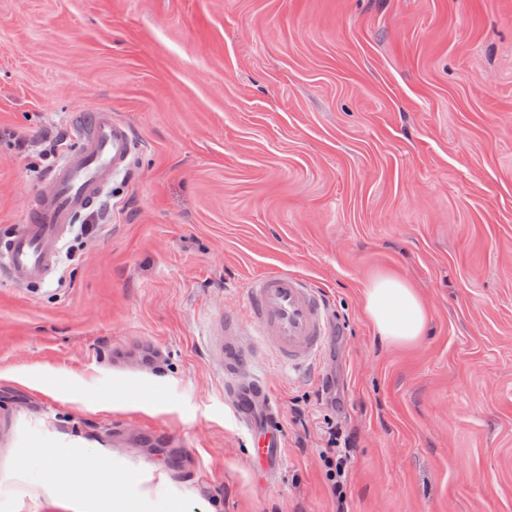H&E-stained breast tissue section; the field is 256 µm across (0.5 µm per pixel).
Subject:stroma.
I'll use <instances>...</instances> for the list:
<instances>
[{"label":"stroma","instance_id":"stroma-1","mask_svg":"<svg viewBox=\"0 0 512 512\" xmlns=\"http://www.w3.org/2000/svg\"><path fill=\"white\" fill-rule=\"evenodd\" d=\"M97 109L128 170L41 287L0 280V512H73L8 479L80 443L161 465L183 512H336L331 427L348 512H512V0H0V235ZM273 271L326 300L312 371L243 320ZM380 271L428 307L413 346L362 311ZM231 317L285 438L263 486L209 353ZM151 343L160 370L115 376ZM342 433L337 431H331L328 439V444L333 448H325L321 452V460L324 466V474L326 480L331 485V490L336 497V512H345L346 507V487L345 479L348 468L349 459L352 451V441L349 436L344 437V448L339 447Z\"/></svg>","mask_w":512,"mask_h":512}]
</instances>
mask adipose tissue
I'll return each mask as SVG.
<instances>
[{"mask_svg": "<svg viewBox=\"0 0 512 512\" xmlns=\"http://www.w3.org/2000/svg\"><path fill=\"white\" fill-rule=\"evenodd\" d=\"M362 304L368 321L387 345H413L427 331L428 309L416 288L401 277L374 275L363 288ZM42 458L39 473H30L24 465L19 468L26 495L65 489L75 512H87V504L95 500L103 501L107 512H159L167 505L170 478L153 464L140 462L112 469L104 463L101 451L87 447L81 449L73 465L65 463L56 451L43 452ZM128 486L139 488V508H132L118 495V488Z\"/></svg>", "mask_w": 512, "mask_h": 512, "instance_id": "1", "label": "adipose tissue"}]
</instances>
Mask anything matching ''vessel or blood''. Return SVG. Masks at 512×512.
Wrapping results in <instances>:
<instances>
[{
	"instance_id": "b4317fda",
	"label": "vessel or blood",
	"mask_w": 512,
	"mask_h": 512,
	"mask_svg": "<svg viewBox=\"0 0 512 512\" xmlns=\"http://www.w3.org/2000/svg\"><path fill=\"white\" fill-rule=\"evenodd\" d=\"M75 125L84 145L51 171L52 195L34 203L27 223L0 237V272L19 286L36 287L54 273L59 246L75 217L131 161L132 131L111 112L82 113ZM246 318L275 345L281 359L292 364L314 361L330 332V321L315 291L302 278L285 272L251 281ZM238 333L237 321L226 322L224 339L216 346L229 370L239 368L247 358ZM231 394L236 417L255 438L256 457L266 470H274L282 444L268 428L272 407L265 386L251 381L237 385Z\"/></svg>"
}]
</instances>
